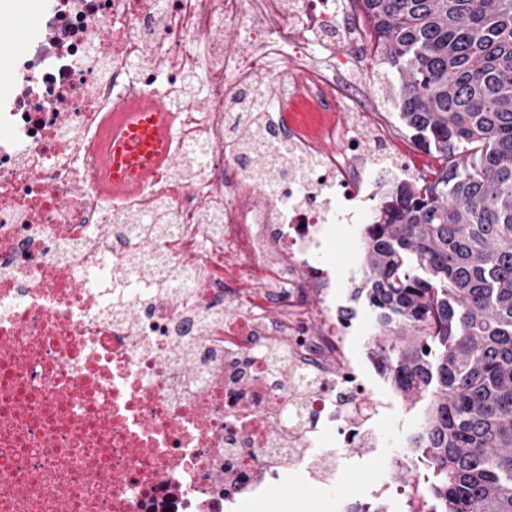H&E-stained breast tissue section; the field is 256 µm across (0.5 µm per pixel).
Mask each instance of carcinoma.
<instances>
[{
  "label": "carcinoma",
  "instance_id": "carcinoma-1",
  "mask_svg": "<svg viewBox=\"0 0 512 512\" xmlns=\"http://www.w3.org/2000/svg\"><path fill=\"white\" fill-rule=\"evenodd\" d=\"M388 98L435 153L388 183L349 300L408 404L431 512H512V0H358Z\"/></svg>",
  "mask_w": 512,
  "mask_h": 512
}]
</instances>
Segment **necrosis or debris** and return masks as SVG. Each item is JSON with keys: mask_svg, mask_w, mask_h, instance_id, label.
<instances>
[{"mask_svg": "<svg viewBox=\"0 0 512 512\" xmlns=\"http://www.w3.org/2000/svg\"><path fill=\"white\" fill-rule=\"evenodd\" d=\"M355 0H44L0 98V512H229L375 451L385 402L319 259L368 224L378 114L340 124ZM160 100L172 161L109 190L114 106ZM288 147L250 191L236 137Z\"/></svg>", "mask_w": 512, "mask_h": 512, "instance_id": "obj_1", "label": "necrosis or debris"}]
</instances>
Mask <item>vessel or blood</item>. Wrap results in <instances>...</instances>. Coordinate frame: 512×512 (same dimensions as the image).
Listing matches in <instances>:
<instances>
[{
	"label": "vessel or blood",
	"mask_w": 512,
	"mask_h": 512,
	"mask_svg": "<svg viewBox=\"0 0 512 512\" xmlns=\"http://www.w3.org/2000/svg\"><path fill=\"white\" fill-rule=\"evenodd\" d=\"M120 116L108 141L105 175L118 190L136 187L168 163V117L156 99L118 104Z\"/></svg>",
	"instance_id": "obj_1"
}]
</instances>
